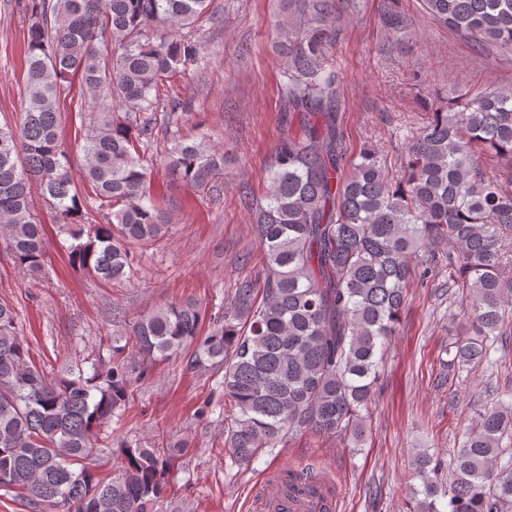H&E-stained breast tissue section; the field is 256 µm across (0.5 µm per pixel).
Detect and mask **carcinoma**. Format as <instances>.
<instances>
[{
	"label": "carcinoma",
	"mask_w": 512,
	"mask_h": 512,
	"mask_svg": "<svg viewBox=\"0 0 512 512\" xmlns=\"http://www.w3.org/2000/svg\"><path fill=\"white\" fill-rule=\"evenodd\" d=\"M211 0H25L27 73L19 123L0 127V240L16 265L38 273L44 225L32 211L39 188L70 234L73 265L103 281L133 268L131 246L163 237L140 145L151 135L160 86L203 62L193 27ZM279 49L288 133L276 146L268 189L240 202L253 217L265 273L239 282L230 310L200 332L196 303L157 308L132 325L142 358L185 355L192 372L224 369L237 408L228 427L234 461L250 464L287 437L333 433L360 445L366 413L408 283L448 262L451 299L469 321L451 342L439 381L488 360V341L512 324V88L456 89L428 104L429 121L406 137L403 166L389 170L373 148L342 177L343 134L336 72L327 64L339 7L359 0H284ZM428 13L485 52L512 48V0H423ZM81 76L88 122L81 136L87 195L76 190L57 103ZM173 182L202 192L224 180V154L173 143ZM102 220L88 219L90 200ZM448 245L445 259L436 247ZM14 308L0 302V487L26 491L51 512H156L172 459L119 445L121 474L109 482L84 465L98 431L125 405L116 365L87 375L45 376L18 336ZM194 347L191 353L185 349ZM512 408L479 414L446 462L413 456L419 512H512V467H500ZM81 465L80 470L71 465Z\"/></svg>",
	"instance_id": "carcinoma-1"
}]
</instances>
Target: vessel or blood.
<instances>
[{
  "label": "vessel or blood",
  "mask_w": 512,
  "mask_h": 512,
  "mask_svg": "<svg viewBox=\"0 0 512 512\" xmlns=\"http://www.w3.org/2000/svg\"><path fill=\"white\" fill-rule=\"evenodd\" d=\"M338 495L328 485L295 483L286 489L277 479L261 482L251 500L253 512H335Z\"/></svg>",
  "instance_id": "b4317fda"
}]
</instances>
